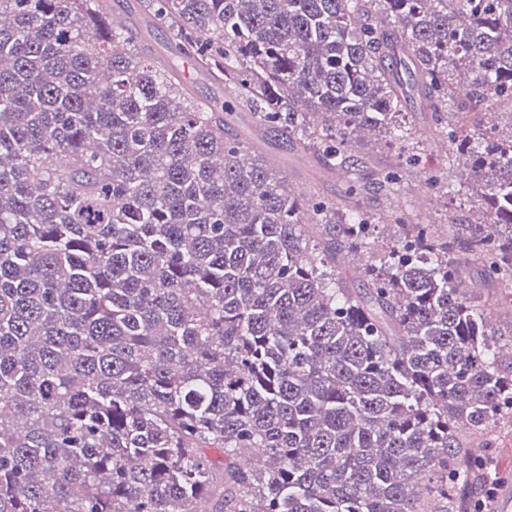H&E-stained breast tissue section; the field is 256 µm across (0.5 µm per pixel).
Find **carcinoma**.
<instances>
[{
    "label": "carcinoma",
    "mask_w": 512,
    "mask_h": 512,
    "mask_svg": "<svg viewBox=\"0 0 512 512\" xmlns=\"http://www.w3.org/2000/svg\"><path fill=\"white\" fill-rule=\"evenodd\" d=\"M139 2L230 100L108 0H0V512H477L512 352L461 255L512 305V0ZM412 92L482 220L377 250ZM270 134L343 199L291 192Z\"/></svg>",
    "instance_id": "cac0c4a2"
}]
</instances>
